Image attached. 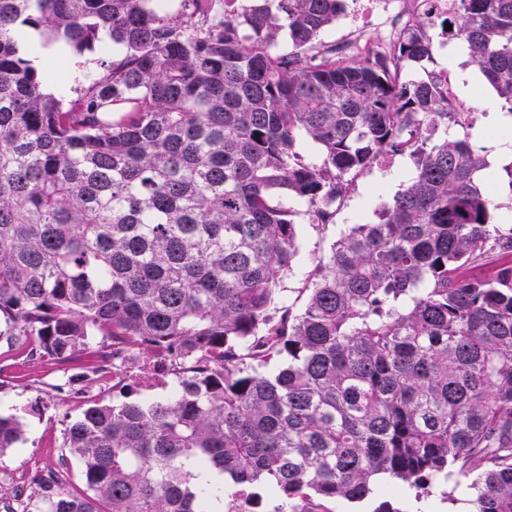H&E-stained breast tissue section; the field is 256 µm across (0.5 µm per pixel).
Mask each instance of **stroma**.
<instances>
[{"label":"stroma","instance_id":"obj_1","mask_svg":"<svg viewBox=\"0 0 512 512\" xmlns=\"http://www.w3.org/2000/svg\"><path fill=\"white\" fill-rule=\"evenodd\" d=\"M424 12L417 0H400L386 17H366L364 0H344L343 13L336 25L323 33L322 39L357 57L369 46H388L405 22ZM448 72L459 100L474 107L475 122L469 131L472 144L488 163L499 162L497 119L501 114L496 92L485 82L479 68L462 57L449 63L447 50H437L432 60L405 69L403 79L425 76L429 72ZM414 173L412 161L395 157L391 166L372 169L359 175L333 220L324 226L302 225L300 255L292 274L285 281L287 301L301 310L305 301L303 289L314 268L316 257L329 252L331 244L349 225L373 220L374 209L391 200L408 183ZM62 373L48 361H18L0 377V410H21L26 423L25 440L18 448L0 456V512H22L39 479L55 475L69 489L81 492L85 481L79 465L67 457L63 446L65 429L87 407L90 400H119L111 382H102L84 393L62 389ZM450 483L433 482L428 489H392L375 484L372 493L362 501L343 499L323 502L320 512H456L448 499Z\"/></svg>","mask_w":512,"mask_h":512}]
</instances>
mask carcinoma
<instances>
[{
    "label": "carcinoma",
    "instance_id": "carcinoma-1",
    "mask_svg": "<svg viewBox=\"0 0 512 512\" xmlns=\"http://www.w3.org/2000/svg\"><path fill=\"white\" fill-rule=\"evenodd\" d=\"M341 0H0V357L108 380L136 349L178 393L92 400L63 445L86 491L36 512H275L477 473L474 512H512V225L470 122L434 76L461 40L512 112V0H452L388 49L316 45ZM451 29H445V24ZM25 27L98 71L57 97ZM287 37L288 50L279 47ZM415 176L317 262L298 314L293 199L314 226L381 157ZM489 253L495 265L476 271ZM282 361L273 373L262 368ZM25 423L0 413V455Z\"/></svg>",
    "mask_w": 512,
    "mask_h": 512
}]
</instances>
